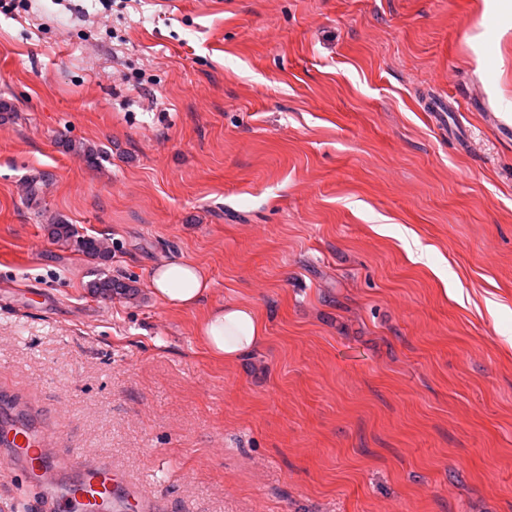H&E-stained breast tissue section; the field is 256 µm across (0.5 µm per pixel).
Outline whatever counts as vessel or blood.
Returning <instances> with one entry per match:
<instances>
[{"label":"vessel or blood","instance_id":"1","mask_svg":"<svg viewBox=\"0 0 512 512\" xmlns=\"http://www.w3.org/2000/svg\"><path fill=\"white\" fill-rule=\"evenodd\" d=\"M51 445L48 435H39L9 423L0 424V446L7 450L11 464L43 469L48 495L75 502L97 495L111 501L113 512H157L159 505L156 501L142 498L129 487L122 474L110 470L85 452H75L68 462L70 469L81 471V482L56 478V464L48 453Z\"/></svg>","mask_w":512,"mask_h":512}]
</instances>
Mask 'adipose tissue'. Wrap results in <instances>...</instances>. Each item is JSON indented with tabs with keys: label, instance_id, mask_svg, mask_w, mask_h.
I'll return each instance as SVG.
<instances>
[{
	"label": "adipose tissue",
	"instance_id": "obj_1",
	"mask_svg": "<svg viewBox=\"0 0 512 512\" xmlns=\"http://www.w3.org/2000/svg\"><path fill=\"white\" fill-rule=\"evenodd\" d=\"M149 289L170 308L192 310L202 306L208 297L210 281L199 266L170 258L154 266ZM200 333L211 355L238 363L251 357L265 342L266 325L252 308L227 303L207 308Z\"/></svg>",
	"mask_w": 512,
	"mask_h": 512
}]
</instances>
